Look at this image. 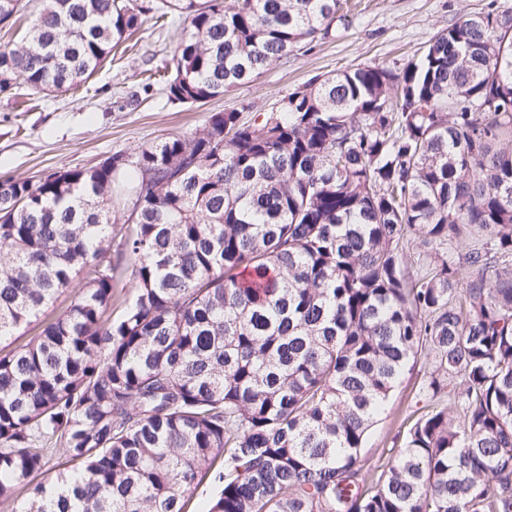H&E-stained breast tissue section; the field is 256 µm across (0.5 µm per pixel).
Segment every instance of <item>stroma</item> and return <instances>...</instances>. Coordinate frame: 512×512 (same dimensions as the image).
I'll return each mask as SVG.
<instances>
[{"instance_id": "35a3bbf8", "label": "stroma", "mask_w": 512, "mask_h": 512, "mask_svg": "<svg viewBox=\"0 0 512 512\" xmlns=\"http://www.w3.org/2000/svg\"><path fill=\"white\" fill-rule=\"evenodd\" d=\"M491 6L512 8V0H350L344 20L328 38L288 54L272 69L200 107L169 103L155 89L143 91V70L165 65L189 29L179 14L163 29L145 15L136 46L115 51L85 84L58 97L0 95V178L36 180L51 171L90 168L112 155L190 134L222 110L238 111L246 122L316 75L358 64L401 68L440 27ZM133 94L138 105H124V97ZM431 370L430 357L419 355L369 430L361 450L367 483H375L399 454L408 418L426 404L419 389Z\"/></svg>"}]
</instances>
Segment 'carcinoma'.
Listing matches in <instances>:
<instances>
[{
    "mask_svg": "<svg viewBox=\"0 0 512 512\" xmlns=\"http://www.w3.org/2000/svg\"><path fill=\"white\" fill-rule=\"evenodd\" d=\"M168 8L191 32L164 91L201 106L327 37L341 0ZM147 11L41 0L0 49V94L68 92ZM79 276L0 352L16 512H192L207 476L199 512H512V9L439 28L399 70L315 76L250 124L213 112L130 157L0 179V342ZM423 353L425 412L369 489L367 431ZM83 281L79 278L75 279L71 286L63 293H60L53 304L45 308L39 317L28 326L13 336L11 339L1 343L0 347L3 351H8L16 346L26 342L30 337L37 334L40 329L48 322L55 319L69 307L74 295L83 288Z\"/></svg>",
    "mask_w": 512,
    "mask_h": 512,
    "instance_id": "cac0c4a2",
    "label": "carcinoma"
}]
</instances>
